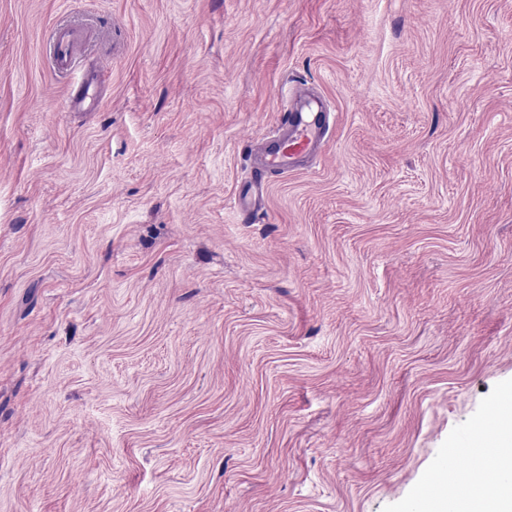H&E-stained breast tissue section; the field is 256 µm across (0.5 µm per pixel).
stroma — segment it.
Listing matches in <instances>:
<instances>
[{"label": "stroma", "mask_w": 512, "mask_h": 512, "mask_svg": "<svg viewBox=\"0 0 512 512\" xmlns=\"http://www.w3.org/2000/svg\"><path fill=\"white\" fill-rule=\"evenodd\" d=\"M507 388L512 0H0V512H411ZM81 32L75 27L55 29L52 36L51 60L53 68L61 74L70 72L80 55ZM286 119L270 136L252 142L250 153L258 165L256 171L288 174L302 159L313 155L329 128V112H321L318 98L305 84L293 86Z\"/></svg>", "instance_id": "1"}]
</instances>
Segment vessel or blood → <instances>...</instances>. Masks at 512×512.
Wrapping results in <instances>:
<instances>
[{
    "label": "vessel or blood",
    "mask_w": 512,
    "mask_h": 512,
    "mask_svg": "<svg viewBox=\"0 0 512 512\" xmlns=\"http://www.w3.org/2000/svg\"><path fill=\"white\" fill-rule=\"evenodd\" d=\"M81 32L75 27L55 29L52 36L51 60L61 74L72 70L79 56ZM329 128V115L322 112L315 93L305 84L293 87L288 100L286 119L274 133L252 142L250 153L259 171L282 174L299 167L302 159L313 155L325 138Z\"/></svg>",
    "instance_id": "vessel-or-blood-1"
}]
</instances>
